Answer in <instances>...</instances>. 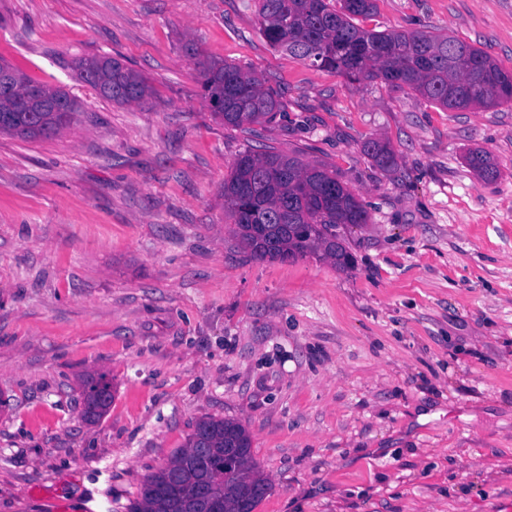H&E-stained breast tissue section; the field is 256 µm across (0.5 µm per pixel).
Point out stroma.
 Returning <instances> with one entry per match:
<instances>
[{
  "label": "stroma",
  "instance_id": "obj_1",
  "mask_svg": "<svg viewBox=\"0 0 512 512\" xmlns=\"http://www.w3.org/2000/svg\"><path fill=\"white\" fill-rule=\"evenodd\" d=\"M364 26L512 66V0H378ZM194 48L261 77L275 117L224 126ZM103 55L148 78L144 104L77 80ZM0 59L80 105L57 135L0 134V512H127L207 417L248 428L255 512H512V103L446 112L313 67L270 46L255 0H0ZM249 147L363 201L352 268L247 256L224 181ZM91 372L112 382L95 423ZM363 151L373 163L381 168H391L397 164L396 156L386 142L369 139L363 143ZM465 161L480 180L491 181L498 175V166L494 158L482 149L469 150ZM81 382L84 417L89 421L99 420L112 403V383L105 373L98 372L85 375ZM101 383H103V389H110L105 398L102 396Z\"/></svg>",
  "mask_w": 512,
  "mask_h": 512
}]
</instances>
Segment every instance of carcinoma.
Here are the masks:
<instances>
[{
  "label": "carcinoma",
  "mask_w": 512,
  "mask_h": 512,
  "mask_svg": "<svg viewBox=\"0 0 512 512\" xmlns=\"http://www.w3.org/2000/svg\"><path fill=\"white\" fill-rule=\"evenodd\" d=\"M377 11V0H258L260 32L269 44L312 65L337 71L351 79L379 80L398 90L408 88L448 111L492 108L512 102V68L487 52L447 33L426 30L367 29L355 23ZM0 115L10 121L0 134L36 139L58 134L74 118L75 102L67 93L40 85L3 61ZM199 81L209 108L224 125L243 128L261 124L278 109L276 99L259 78L222 60L197 59ZM79 80L114 103L142 104L151 95L145 77L116 57H89L74 61ZM363 151L381 168L397 164L387 143L369 139ZM466 164L482 181L498 175L494 158L472 149ZM224 211L233 221L242 247L254 259L294 260L314 254L337 268L351 264L338 229L368 223L361 200L323 164L276 151L242 152L224 180ZM84 417L100 419L110 407L112 388L104 373L82 379ZM210 449L197 456V444ZM248 430L229 419L200 420L185 448L150 475L160 495L139 492L128 512H211L198 499L202 485L214 488L224 500L225 512H235L246 500L254 510L269 490L267 479L251 454ZM239 451L236 466L224 468V452Z\"/></svg>",
  "instance_id": "cac0c4a2"
}]
</instances>
